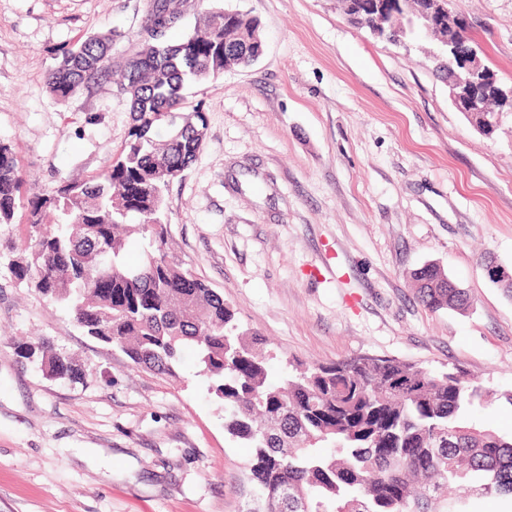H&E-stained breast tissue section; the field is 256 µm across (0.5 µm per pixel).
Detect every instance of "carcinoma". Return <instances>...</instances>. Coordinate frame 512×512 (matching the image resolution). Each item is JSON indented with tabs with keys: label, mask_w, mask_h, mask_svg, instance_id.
<instances>
[{
	"label": "carcinoma",
	"mask_w": 512,
	"mask_h": 512,
	"mask_svg": "<svg viewBox=\"0 0 512 512\" xmlns=\"http://www.w3.org/2000/svg\"><path fill=\"white\" fill-rule=\"evenodd\" d=\"M159 24L176 21L148 11L142 48L121 65L133 124L102 172L23 200L16 158L0 142V224L20 207L27 213V255L10 263L14 278L136 367L173 376L183 349H193L225 431L252 448L247 483L265 512H474L476 498L512 501V437L471 421L484 392L463 372L363 356L296 366L272 382L266 341L240 331L224 298L169 256L163 192L196 160L208 130L205 112L187 110L186 87L257 60L261 31L256 18L222 7L205 9L175 45L155 37ZM109 50L104 38L79 42L47 73L49 94L64 101L108 76ZM132 233L147 240L136 266L125 261ZM412 280L430 311L469 303L436 264ZM32 349L47 375L76 378L70 356L35 342L20 357Z\"/></svg>",
	"instance_id": "1"
}]
</instances>
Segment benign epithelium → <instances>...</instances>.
Wrapping results in <instances>:
<instances>
[{
    "mask_svg": "<svg viewBox=\"0 0 512 512\" xmlns=\"http://www.w3.org/2000/svg\"><path fill=\"white\" fill-rule=\"evenodd\" d=\"M348 22L366 27L372 36L400 44L407 33L421 31L435 42L438 59H448L445 80L448 94L465 115L489 112L487 100L495 98L499 106L512 112V87L504 89L478 55L479 44L473 40L466 22L448 11V0H421L418 10L409 13V0H347Z\"/></svg>",
    "mask_w": 512,
    "mask_h": 512,
    "instance_id": "benign-epithelium-1",
    "label": "benign epithelium"
}]
</instances>
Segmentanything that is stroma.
I'll return each mask as SVG.
<instances>
[{
    "instance_id": "1",
    "label": "stroma",
    "mask_w": 512,
    "mask_h": 512,
    "mask_svg": "<svg viewBox=\"0 0 512 512\" xmlns=\"http://www.w3.org/2000/svg\"><path fill=\"white\" fill-rule=\"evenodd\" d=\"M261 24L264 53L193 85L208 120L196 161L165 192L168 248L263 336L271 378L363 355L457 368L497 398L477 424L512 435V112L479 133L448 98L434 45L349 24L340 0H216ZM149 0H0V140L43 193L99 173L132 125L102 79L65 101L45 76L77 42L140 46ZM480 58L512 84V0H448ZM27 228L0 225V512H243L245 444L185 352L177 376L119 349L18 282ZM439 263L471 296L425 309L410 274ZM71 355L80 381L21 363L18 343Z\"/></svg>"
}]
</instances>
